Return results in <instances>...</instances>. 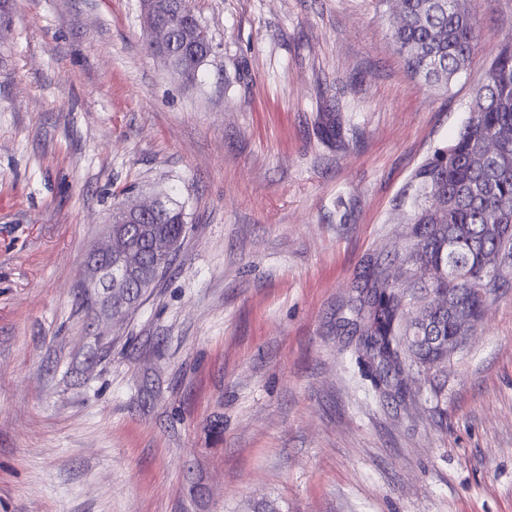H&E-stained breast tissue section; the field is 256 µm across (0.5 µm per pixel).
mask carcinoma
Returning a JSON list of instances; mask_svg holds the SVG:
<instances>
[{"label": "carcinoma", "instance_id": "obj_1", "mask_svg": "<svg viewBox=\"0 0 512 512\" xmlns=\"http://www.w3.org/2000/svg\"><path fill=\"white\" fill-rule=\"evenodd\" d=\"M401 0L402 20L393 28V41L407 69L424 84L446 83L464 69L475 48L476 27L471 0ZM160 21L167 27L168 66L186 79H194L213 50L207 29L192 7L181 8L180 0H155ZM483 84L474 96L476 122H467L454 140L437 149L415 171L419 197L426 200L433 191L449 197L448 208L437 213L417 203L409 218L411 244L395 255L401 263L417 270L421 277L408 284L410 292L421 295L456 292L471 306L481 304L470 292L469 278L482 273L480 256L496 252L500 261L512 266V144L505 152L479 165L469 163L482 140L504 127H512V42L505 44L490 65ZM317 133L334 146L342 142V123L334 112L319 114ZM502 224L497 235L486 232L488 225ZM151 231L143 233L136 224L120 228L131 234L143 255L144 288L125 300L120 316L137 308L140 300L171 268L174 256H157L151 251L154 236H163L181 246L187 232L185 213L178 205H165L150 221ZM448 266L440 272L439 264ZM386 268L379 259L364 263L363 283L351 300L352 317L346 320V334L355 341L358 362L375 388L394 399L408 397L404 385L405 365L417 366L430 374L448 361L447 352L425 340L412 345L399 360L393 344L406 335L400 319L397 294L385 284ZM432 336H446L451 326L448 312L433 314Z\"/></svg>", "mask_w": 512, "mask_h": 512}]
</instances>
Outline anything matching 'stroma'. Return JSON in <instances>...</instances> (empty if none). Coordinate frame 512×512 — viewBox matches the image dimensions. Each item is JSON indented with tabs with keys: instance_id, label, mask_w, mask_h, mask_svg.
Returning a JSON list of instances; mask_svg holds the SVG:
<instances>
[{
	"instance_id": "obj_1",
	"label": "stroma",
	"mask_w": 512,
	"mask_h": 512,
	"mask_svg": "<svg viewBox=\"0 0 512 512\" xmlns=\"http://www.w3.org/2000/svg\"><path fill=\"white\" fill-rule=\"evenodd\" d=\"M191 5L213 44L191 83L141 0H18L0 31V512H512V268L412 399L338 330L365 260L408 246L414 172L467 122L512 0H475L445 87L408 72L396 0ZM330 110L344 146L316 133ZM129 193L187 233L114 321L76 295Z\"/></svg>"
}]
</instances>
